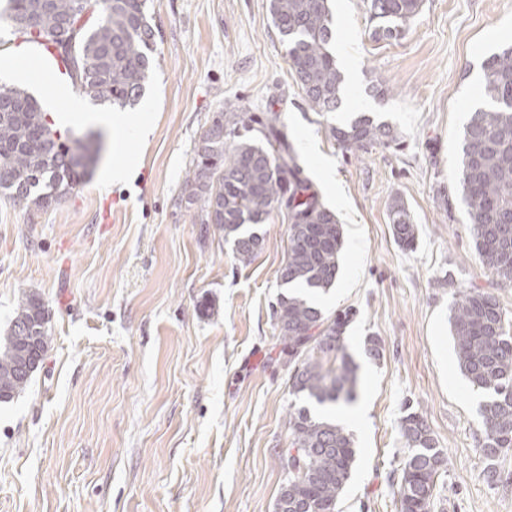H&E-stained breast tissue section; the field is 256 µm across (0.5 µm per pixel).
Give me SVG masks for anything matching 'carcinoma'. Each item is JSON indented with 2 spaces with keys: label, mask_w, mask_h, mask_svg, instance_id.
<instances>
[{
  "label": "carcinoma",
  "mask_w": 512,
  "mask_h": 512,
  "mask_svg": "<svg viewBox=\"0 0 512 512\" xmlns=\"http://www.w3.org/2000/svg\"><path fill=\"white\" fill-rule=\"evenodd\" d=\"M272 24L288 47V59L304 100L314 112L339 109L345 75L331 48L328 0H268ZM422 0H367L374 37L397 39L419 13ZM3 12L29 42L50 45L76 90L121 108L142 97L155 63L158 30L147 0H6ZM484 106L466 123L457 185L468 208L474 251L497 285L512 284V44L482 63ZM270 114L259 132L264 141L235 140L250 123L244 113L215 115L200 136L185 181L187 207L202 224H215L232 242L236 260L248 265L262 249L256 227L273 211L288 217V259L280 279L288 288L274 309L282 349L294 364L291 388L307 406L288 412L289 448L281 467L290 468L276 501L283 512H336L351 477L356 450L349 433L316 407L354 398L355 367L346 353L349 314L328 316L315 301L336 282L343 231L336 214L303 176L297 156ZM343 149L359 152L377 142L399 140L385 123L361 115L332 128ZM93 154L88 140L60 132L28 93L0 87V194L35 210L58 204L88 173L82 159ZM395 241L406 249L418 237L403 201L389 210ZM45 304L34 294L18 303L7 336L0 338V390L15 397L31 380L25 367L30 340L48 350L42 329ZM457 365L489 397L480 406L484 448L495 456L512 448V320L483 288L460 289L449 308ZM399 430L407 453L392 470L399 512H432L444 451L423 413L410 405Z\"/></svg>",
  "instance_id": "obj_1"
}]
</instances>
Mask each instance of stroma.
Instances as JSON below:
<instances>
[{
  "label": "stroma",
  "instance_id": "stroma-1",
  "mask_svg": "<svg viewBox=\"0 0 512 512\" xmlns=\"http://www.w3.org/2000/svg\"><path fill=\"white\" fill-rule=\"evenodd\" d=\"M148 5L161 32L142 98L149 136L120 127L125 110L88 100L117 120L89 179L39 212L0 196V337L22 294L50 313L44 362L0 403V512H274L297 403L273 316L288 217L261 225L263 248L245 266L180 203L195 144L231 105L279 114L343 228L339 277L320 304L353 313L344 337L364 417L348 427L356 462L337 512H397L389 476L408 403L447 457L433 512H512V449L487 460L484 394L461 374L448 323L458 289L490 283L457 170L483 105L481 63L512 43V0H423L397 40L372 37L363 0H332L346 90L331 113L307 107L268 0ZM21 53L37 77L2 69L0 84L55 110L56 66L0 19V57ZM375 84L388 96L373 97ZM360 113L388 122L399 144L342 149L331 128ZM124 166L129 179L102 182ZM396 198L419 230L412 252L392 235ZM371 336L377 361L363 352Z\"/></svg>",
  "mask_w": 512,
  "mask_h": 512
}]
</instances>
